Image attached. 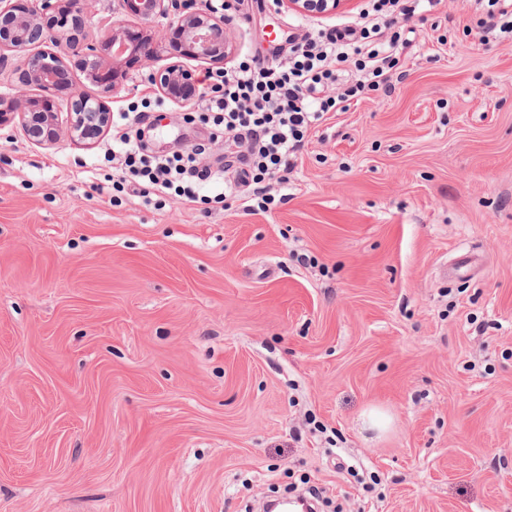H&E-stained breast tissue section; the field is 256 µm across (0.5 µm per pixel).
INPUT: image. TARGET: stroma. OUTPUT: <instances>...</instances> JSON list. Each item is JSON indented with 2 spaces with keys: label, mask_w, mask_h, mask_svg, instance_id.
<instances>
[{
  "label": "stroma",
  "mask_w": 512,
  "mask_h": 512,
  "mask_svg": "<svg viewBox=\"0 0 512 512\" xmlns=\"http://www.w3.org/2000/svg\"><path fill=\"white\" fill-rule=\"evenodd\" d=\"M366 3L244 0L226 31L268 60ZM480 18L410 19L405 77L324 121L265 212L116 203L111 134L0 129V512H262L305 481L321 512H512V41ZM109 21L167 24L95 0L87 39ZM151 73L70 79L116 114ZM183 117L149 112L148 154L210 144ZM350 0H279L281 6L312 17L336 14Z\"/></svg>",
  "instance_id": "35a3bbf8"
}]
</instances>
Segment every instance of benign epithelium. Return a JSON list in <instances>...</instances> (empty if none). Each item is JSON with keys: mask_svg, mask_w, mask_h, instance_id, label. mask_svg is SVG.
I'll use <instances>...</instances> for the list:
<instances>
[{"mask_svg": "<svg viewBox=\"0 0 512 512\" xmlns=\"http://www.w3.org/2000/svg\"><path fill=\"white\" fill-rule=\"evenodd\" d=\"M87 0H0V58L22 55L16 95L0 98V128L18 127L34 145L49 147L62 138L73 141L95 139L111 126L112 112L102 99L71 91L66 118H61L50 101L33 92H63L68 64L79 66L88 80L106 92L121 87L127 73L123 57L149 64L161 60L167 43L177 37L178 55L167 54V63L152 75L157 89L185 107L202 95L199 81L182 58L219 64L229 57L233 44L224 25L226 18L213 11L182 5V12L163 34L138 33L128 25L109 27L101 46L85 42L83 30ZM167 0H126L130 13L139 18L168 15ZM296 12L324 17L343 9L348 0H279ZM57 31L55 50L36 45Z\"/></svg>", "mask_w": 512, "mask_h": 512, "instance_id": "benign-epithelium-1", "label": "benign epithelium"}]
</instances>
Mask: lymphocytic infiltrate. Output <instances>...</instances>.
I'll return each mask as SVG.
<instances>
[{
  "instance_id": "f902f5d3",
  "label": "lymphocytic infiltrate",
  "mask_w": 512,
  "mask_h": 512,
  "mask_svg": "<svg viewBox=\"0 0 512 512\" xmlns=\"http://www.w3.org/2000/svg\"><path fill=\"white\" fill-rule=\"evenodd\" d=\"M398 4L368 0L360 29L310 35L275 52L272 62L246 58L215 73L197 110L212 124L211 140L224 142L222 166L206 164L201 145L149 156L140 134L116 132L114 187L143 198L172 191L195 203L209 183L215 202L247 213L265 210L273 188H287L307 138L327 115L347 111L364 92L390 87L409 46L395 28ZM237 160L239 177L225 180V169Z\"/></svg>"
}]
</instances>
